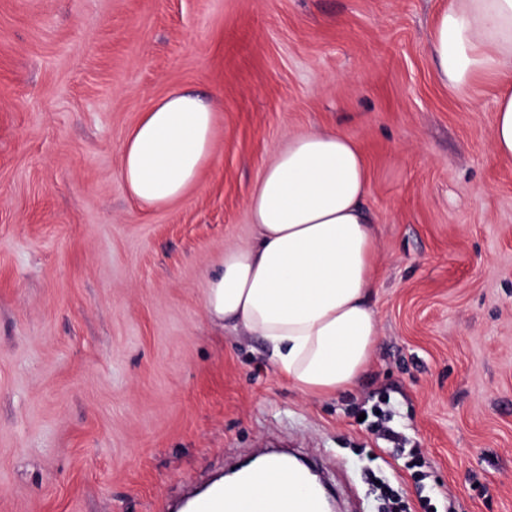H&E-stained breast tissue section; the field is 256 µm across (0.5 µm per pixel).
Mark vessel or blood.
I'll return each instance as SVG.
<instances>
[{
    "mask_svg": "<svg viewBox=\"0 0 512 512\" xmlns=\"http://www.w3.org/2000/svg\"><path fill=\"white\" fill-rule=\"evenodd\" d=\"M194 512H324V505L319 491L307 485L294 498L243 499L233 504L228 502L222 491L216 490L198 499Z\"/></svg>",
    "mask_w": 512,
    "mask_h": 512,
    "instance_id": "obj_1",
    "label": "vessel or blood"
}]
</instances>
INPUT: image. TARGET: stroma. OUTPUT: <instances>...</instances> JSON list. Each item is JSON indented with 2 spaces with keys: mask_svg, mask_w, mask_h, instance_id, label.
<instances>
[{
  "mask_svg": "<svg viewBox=\"0 0 512 512\" xmlns=\"http://www.w3.org/2000/svg\"><path fill=\"white\" fill-rule=\"evenodd\" d=\"M446 3L0 0V512H175L274 448L337 512H388L385 482L408 512H512V160L498 82L434 76ZM176 89L217 99L213 158L146 209L121 149ZM335 127L369 168L380 336L315 399L202 303L267 164ZM382 394L388 440L358 421ZM491 146L499 157L512 160V84L510 81L504 82L500 88L491 132Z\"/></svg>",
  "mask_w": 512,
  "mask_h": 512,
  "instance_id": "obj_1",
  "label": "stroma"
}]
</instances>
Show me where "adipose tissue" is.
Here are the masks:
<instances>
[{"label":"adipose tissue","instance_id":"obj_1","mask_svg":"<svg viewBox=\"0 0 512 512\" xmlns=\"http://www.w3.org/2000/svg\"><path fill=\"white\" fill-rule=\"evenodd\" d=\"M431 54L437 79L456 96H468L478 79H502L491 146L512 160V0H448L435 16ZM212 147L210 104L171 92L127 136L123 188L142 207L167 206L196 184ZM369 190L364 155L342 131L292 136L248 199L252 239L225 248L207 280L204 317L261 337L270 361L306 397L353 390L379 336L371 303L378 232L363 205ZM293 473L287 464L274 484L233 478L223 488L233 500L286 497Z\"/></svg>","mask_w":512,"mask_h":512}]
</instances>
